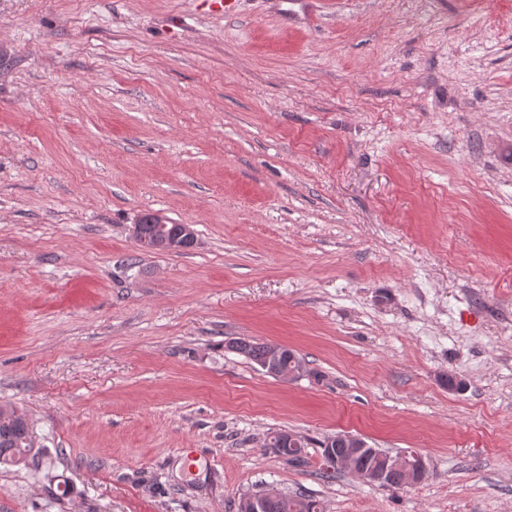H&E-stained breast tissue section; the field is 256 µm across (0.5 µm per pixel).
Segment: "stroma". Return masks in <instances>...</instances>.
I'll list each match as a JSON object with an SVG mask.
<instances>
[{"label":"stroma","mask_w":512,"mask_h":512,"mask_svg":"<svg viewBox=\"0 0 512 512\" xmlns=\"http://www.w3.org/2000/svg\"><path fill=\"white\" fill-rule=\"evenodd\" d=\"M318 2L0 0V512H512V0ZM144 223V220L138 219L132 230L134 235H138L141 224V240H137L136 242L143 250L146 249L145 247L155 237L156 224L158 233L154 245L151 248L152 251L179 252L194 243L195 230L193 225L180 224V228L176 234L170 235L166 232V224H168V229H171L177 224H169L167 217L162 213H152L147 221L149 224ZM143 239L145 242H142ZM228 347L238 353L244 354L248 359L254 362L263 372L264 367L273 364L285 369L302 368L301 360L294 352L286 347L267 343H258L246 339H238L230 342ZM271 347H277L279 350L271 355ZM267 367V366H266ZM2 408V407H1ZM0 408V464L18 465L31 451L29 424L23 416H15L13 408ZM270 448L288 458L290 461H296L303 459L304 455L307 454L306 448L310 445L301 437L292 435L288 432L277 433L270 440ZM336 437L337 435L322 442L323 465L326 466L327 471L332 469L335 473V471L341 469H348L361 478L364 477L363 479L367 482L377 483L379 486L393 490L401 489L406 484L413 483L408 480L402 471L396 470L405 469L409 465L413 466L411 475L414 481L422 480L427 472L426 463L421 457L415 456L414 462H410L406 455L391 456L387 453H382L376 448H372L376 458L367 453H358L355 449H352L368 447L362 438L350 434L339 435L337 439L352 447L349 448L342 442H338L335 439ZM377 460L381 463L380 470H378L379 462ZM376 471L374 479L378 481H383L387 474L393 471L396 472L388 476L384 482H375L371 479V475ZM281 493L276 489H267L259 498H249L239 503L238 511L243 512H262L266 501L280 498ZM265 512H322V506L319 501L305 494H288L283 492L282 497L276 501L267 504Z\"/></svg>","instance_id":"35a3bbf8"}]
</instances>
